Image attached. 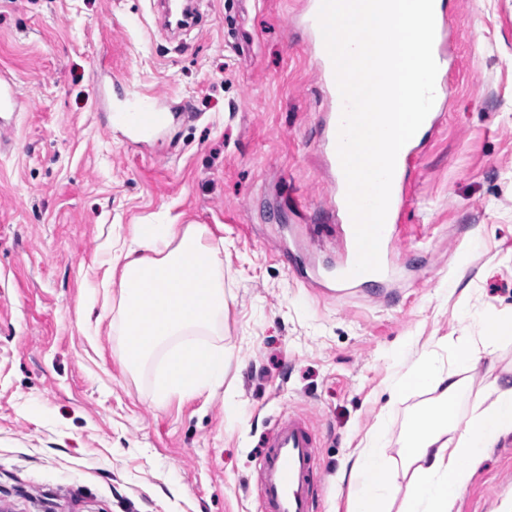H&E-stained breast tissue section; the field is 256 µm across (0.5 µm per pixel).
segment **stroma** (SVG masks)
<instances>
[{"label": "stroma", "instance_id": "35a3bbf8", "mask_svg": "<svg viewBox=\"0 0 512 512\" xmlns=\"http://www.w3.org/2000/svg\"><path fill=\"white\" fill-rule=\"evenodd\" d=\"M303 0H0V70L35 102L0 147V512H263L253 473L284 412L318 440L314 512H346L340 475L379 417L397 452L426 389L389 397L432 356L470 391L512 377V342L457 363L512 314V0H444L440 126L420 152L383 288L308 281L341 247L323 151L335 95ZM181 106L130 144L95 96ZM201 224L224 263L227 357L212 396L152 400L129 372L108 262L136 224ZM236 405L226 413V401ZM457 512H512V436Z\"/></svg>", "mask_w": 512, "mask_h": 512}]
</instances>
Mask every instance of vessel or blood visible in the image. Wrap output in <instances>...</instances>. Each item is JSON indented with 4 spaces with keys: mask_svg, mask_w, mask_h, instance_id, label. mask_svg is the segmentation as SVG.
I'll return each instance as SVG.
<instances>
[{
    "mask_svg": "<svg viewBox=\"0 0 512 512\" xmlns=\"http://www.w3.org/2000/svg\"><path fill=\"white\" fill-rule=\"evenodd\" d=\"M31 106V100L21 96L14 79L9 74L1 73L0 112H15ZM440 119L438 112H429L421 126V138L406 143L399 151L381 236L382 269L377 273L356 275L352 272L357 258L355 232L345 199L346 178L337 152L341 116L336 113L327 117L323 148L336 182L337 228L346 245L335 267L338 294L381 284L390 277L391 248L406 209L413 165L423 145V135L435 130ZM171 121V106L164 98L149 91L131 94L112 108V126L125 131L136 143L156 138ZM317 454V437L306 417L291 414L279 420L274 434L265 443L262 460L254 472V482L261 491L265 512H312L311 474Z\"/></svg>",
    "mask_w": 512,
    "mask_h": 512,
    "instance_id": "obj_1",
    "label": "vessel or blood"
}]
</instances>
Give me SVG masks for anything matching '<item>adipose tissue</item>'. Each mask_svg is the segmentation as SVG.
Wrapping results in <instances>:
<instances>
[{
	"mask_svg": "<svg viewBox=\"0 0 512 512\" xmlns=\"http://www.w3.org/2000/svg\"><path fill=\"white\" fill-rule=\"evenodd\" d=\"M199 224H137L112 254L121 270L119 313L124 364L139 371L159 359L156 403L214 393L224 383L223 349L201 341L224 318V265ZM412 387L435 391L434 404L409 417L396 455L385 424L350 454L344 477L348 512H454L473 471L512 434V380H493L460 415L464 385L455 372L422 357L390 384V396Z\"/></svg>",
	"mask_w": 512,
	"mask_h": 512,
	"instance_id": "1",
	"label": "adipose tissue"
}]
</instances>
